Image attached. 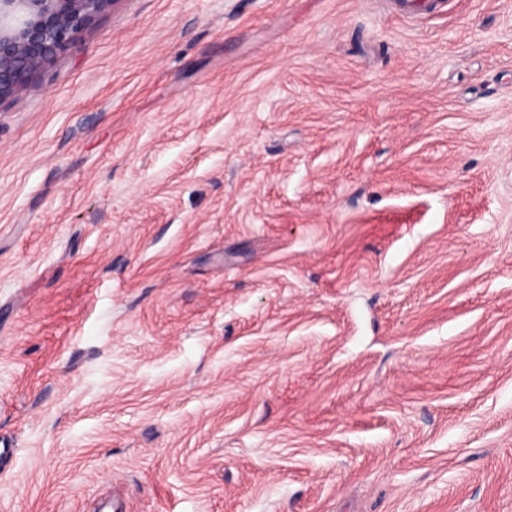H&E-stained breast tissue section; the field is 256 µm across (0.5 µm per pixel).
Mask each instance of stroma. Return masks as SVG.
<instances>
[{
	"label": "stroma",
	"instance_id": "1",
	"mask_svg": "<svg viewBox=\"0 0 512 512\" xmlns=\"http://www.w3.org/2000/svg\"><path fill=\"white\" fill-rule=\"evenodd\" d=\"M0 512H512V0H112L0 103Z\"/></svg>",
	"mask_w": 512,
	"mask_h": 512
}]
</instances>
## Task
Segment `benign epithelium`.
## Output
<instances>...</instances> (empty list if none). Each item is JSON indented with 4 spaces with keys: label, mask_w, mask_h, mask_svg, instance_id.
Returning a JSON list of instances; mask_svg holds the SVG:
<instances>
[{
    "label": "benign epithelium",
    "mask_w": 512,
    "mask_h": 512,
    "mask_svg": "<svg viewBox=\"0 0 512 512\" xmlns=\"http://www.w3.org/2000/svg\"><path fill=\"white\" fill-rule=\"evenodd\" d=\"M111 0H0V102L67 51Z\"/></svg>",
    "instance_id": "7a95c632"
}]
</instances>
